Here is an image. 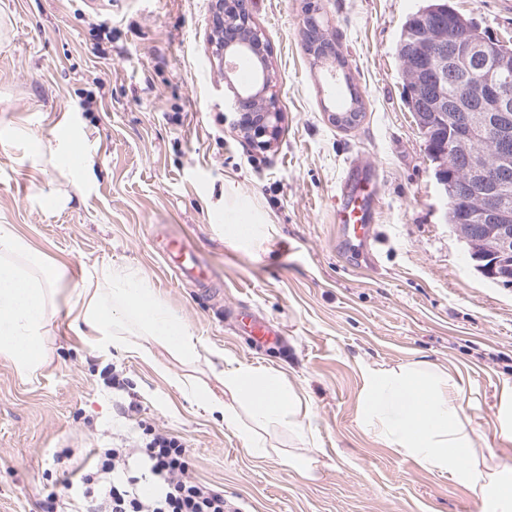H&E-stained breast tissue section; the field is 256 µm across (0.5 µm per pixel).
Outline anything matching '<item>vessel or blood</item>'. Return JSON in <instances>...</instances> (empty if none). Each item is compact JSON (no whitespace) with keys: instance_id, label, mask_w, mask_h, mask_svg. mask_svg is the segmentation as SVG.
<instances>
[{"instance_id":"vessel-or-blood-1","label":"vessel or blood","mask_w":512,"mask_h":512,"mask_svg":"<svg viewBox=\"0 0 512 512\" xmlns=\"http://www.w3.org/2000/svg\"><path fill=\"white\" fill-rule=\"evenodd\" d=\"M378 198V173L374 166L355 159L343 170L336 189V248L353 250L365 261L373 259L374 232L372 209ZM163 258L180 278L207 284L208 268L200 264L183 240L168 239L163 247ZM250 336L258 342L278 341L282 333L278 328L245 314L241 317Z\"/></svg>"}]
</instances>
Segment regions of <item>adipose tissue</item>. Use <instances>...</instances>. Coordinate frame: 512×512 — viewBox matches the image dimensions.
<instances>
[{
  "mask_svg": "<svg viewBox=\"0 0 512 512\" xmlns=\"http://www.w3.org/2000/svg\"><path fill=\"white\" fill-rule=\"evenodd\" d=\"M63 271L45 251L33 246L16 225L0 224V359L29 380L47 363L45 337L57 309ZM77 333L95 338L150 365L183 395L204 403L225 428L240 435L249 453L266 457L260 429L288 425L305 435L313 409L274 371L225 366L216 378L223 395L200 391L190 377L173 371L200 357L199 343L183 317L136 269L104 266L84 277L69 308ZM170 364H162L157 350ZM460 386L448 373L424 361L399 370H366L359 425L367 434L414 458L424 468L457 473L474 496L512 499L500 468L477 461L480 433L457 401Z\"/></svg>",
  "mask_w": 512,
  "mask_h": 512,
  "instance_id": "ef3b65f1",
  "label": "adipose tissue"
}]
</instances>
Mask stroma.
<instances>
[{
	"label": "stroma",
	"instance_id": "stroma-1",
	"mask_svg": "<svg viewBox=\"0 0 512 512\" xmlns=\"http://www.w3.org/2000/svg\"><path fill=\"white\" fill-rule=\"evenodd\" d=\"M486 35L512 41V0H448ZM213 0H0V224H14L64 267L65 290L96 267H133L202 341L184 369L220 391L214 352L274 369L315 409L314 442L288 427L264 438L268 457L154 369L94 349L59 308L49 363L29 381L0 359V512H46L71 465L130 435L116 367L145 419L180 438L202 483L242 512H512L488 507L461 478L429 472L358 423L365 369L424 360L460 383L458 401L483 432L478 457L512 477V443L497 414L512 386V288L484 278L444 221L446 200L426 140L404 102L394 53L423 0H249L268 47L281 114L269 148L234 128L224 72L212 55ZM317 11L364 110L352 127L331 119V60L305 48ZM92 161L76 189L49 193L72 143ZM380 176L375 267L336 254V182L352 157ZM271 235L224 236L230 207ZM184 238L210 269L207 287L179 281L154 232ZM246 308L283 340L254 348L235 317ZM319 456L314 476L291 456Z\"/></svg>",
	"mask_w": 512,
	"mask_h": 512
}]
</instances>
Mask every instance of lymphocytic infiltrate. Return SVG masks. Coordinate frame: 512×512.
<instances>
[{
  "instance_id": "obj_1",
  "label": "lymphocytic infiltrate",
  "mask_w": 512,
  "mask_h": 512,
  "mask_svg": "<svg viewBox=\"0 0 512 512\" xmlns=\"http://www.w3.org/2000/svg\"><path fill=\"white\" fill-rule=\"evenodd\" d=\"M92 464L65 479L47 500L68 499L76 512H229L223 492L197 480L175 436L144 426L141 440L94 452ZM151 494H143V486Z\"/></svg>"
}]
</instances>
